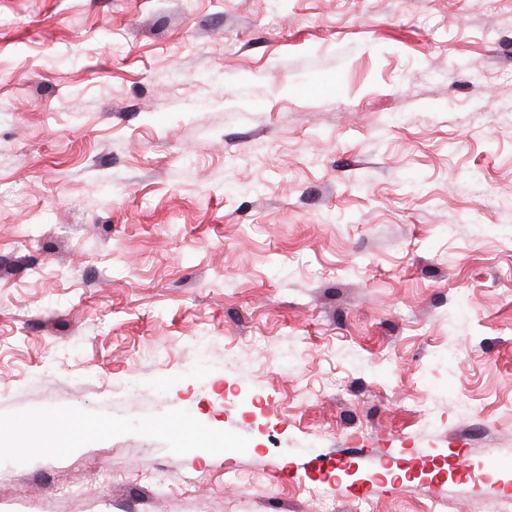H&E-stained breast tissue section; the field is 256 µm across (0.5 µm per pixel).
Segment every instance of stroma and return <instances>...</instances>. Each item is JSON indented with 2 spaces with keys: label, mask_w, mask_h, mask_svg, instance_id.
Wrapping results in <instances>:
<instances>
[{
  "label": "stroma",
  "mask_w": 512,
  "mask_h": 512,
  "mask_svg": "<svg viewBox=\"0 0 512 512\" xmlns=\"http://www.w3.org/2000/svg\"><path fill=\"white\" fill-rule=\"evenodd\" d=\"M511 270L512 0H0V512H497Z\"/></svg>",
  "instance_id": "obj_1"
}]
</instances>
